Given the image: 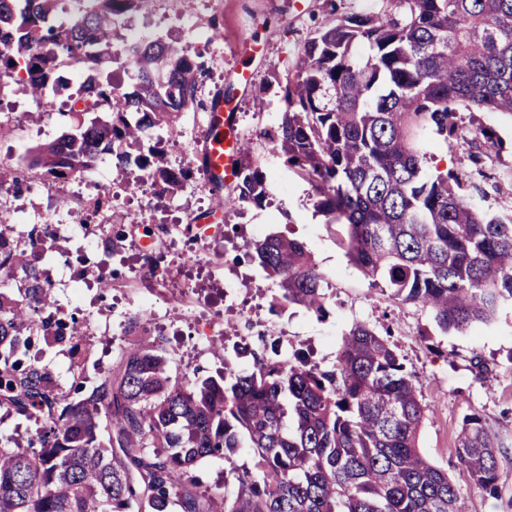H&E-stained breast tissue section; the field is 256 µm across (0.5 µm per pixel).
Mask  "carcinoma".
<instances>
[{"mask_svg":"<svg viewBox=\"0 0 512 512\" xmlns=\"http://www.w3.org/2000/svg\"><path fill=\"white\" fill-rule=\"evenodd\" d=\"M58 0H0V78L22 74L37 99L61 84L63 62L88 76L77 91L111 118L80 123L39 148L53 179L112 155L128 178L142 173L159 196L191 168L164 164L162 140L195 103L203 64L178 41L140 39L124 53L138 83L121 91L98 75L112 58V29L139 0H84L69 22ZM282 86L286 110L260 137L306 180L317 210L346 231L351 260L404 302L428 308L443 332H466L512 303V218L473 208L453 170L425 171L418 135L459 138L464 105L512 115V0H395L388 11L343 14L330 0ZM368 48L366 56L358 49ZM235 185H214L223 208L270 201L262 168L236 162ZM243 256L278 286L272 307L328 313L321 272L305 244L272 234L243 240ZM20 297L0 293V407L38 423L25 448L0 446V512H458L448 471L419 448L421 387L390 332L356 322L333 369L303 357L250 372L174 381L159 337H141L109 371L73 376L69 390L30 352L23 326L55 305L26 254ZM253 467L233 469L234 496L207 495L191 475L210 456L231 462L243 444ZM459 465L499 494L495 437L477 413L463 419Z\"/></svg>","mask_w":512,"mask_h":512,"instance_id":"carcinoma-1","label":"carcinoma"}]
</instances>
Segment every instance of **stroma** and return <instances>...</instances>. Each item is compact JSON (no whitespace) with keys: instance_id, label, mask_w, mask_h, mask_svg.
Segmentation results:
<instances>
[{"instance_id":"1","label":"stroma","mask_w":512,"mask_h":512,"mask_svg":"<svg viewBox=\"0 0 512 512\" xmlns=\"http://www.w3.org/2000/svg\"><path fill=\"white\" fill-rule=\"evenodd\" d=\"M327 0H140L123 14L114 30V46L124 38L148 33L166 40L186 43L200 53L204 74L197 86V103L181 114L173 132L150 129L147 143L161 142L165 160L173 167L195 163L203 145L205 115L216 97H223L225 111L233 113L235 126L250 147L252 160L267 173L273 197L270 204L248 206L224 213L215 212L205 171H195L174 198H157L152 187L137 190L118 177L111 155L99 157L91 178L83 184L86 208L69 212L61 208L58 196L42 182L40 169L24 176L20 199L0 214V224L13 231L44 220L54 224H169L184 225L202 212H212L207 240L218 245L225 225L242 227L252 236L254 225L265 233L289 235L303 241L326 279L328 313L317 317L305 309L290 306L271 310L278 286L260 267L242 260L227 279L238 290L237 301L219 294L206 269L191 258L193 244L181 235L170 237L163 248L168 267L167 292L178 295L191 287L199 293L201 319L218 320L224 332L218 340L219 354L200 355L186 330L189 323L176 304L163 307L166 323L181 330L170 337V346L185 355L181 364H171L173 379L186 381L222 370L225 359L237 368H250V358L236 348L238 300H247L258 324L274 328L297 348L310 351L320 368H332L336 353L351 326L366 322L375 328L390 327L406 368L415 374L422 390L426 419L419 446L433 463L447 469L459 488L466 512H512V304H503L486 323L465 333H443L431 312L401 301L391 289L374 284L347 254L343 227L328 224L314 203L310 185L283 159L273 155L259 133L272 129L286 109L280 81L304 44L325 19ZM464 137L444 142L432 130L423 131L420 144L427 154L425 169H452L464 176V195L474 207L489 214L512 216V116L470 107L460 109ZM75 117L66 95H58L53 111H44L27 87L10 83L0 96V123L9 133L0 137V166L11 163L20 146H34L55 139L70 128ZM490 138H483V131ZM483 175H474L475 166ZM135 236L118 245L109 264L85 261L82 237L64 235L48 239L37 249L36 265L52 270L66 288L55 292L60 309L71 310L74 298H81L83 320L80 336L41 346L37 357L52 371L60 388H69L74 361H83L88 371L103 372L113 366L126 350L128 336L123 322L138 316L120 295L97 303L87 290L88 282L102 283L112 270H136ZM479 413L486 428L499 441L497 450L500 493L486 494L471 481L454 456L455 440L464 417ZM250 451H242L234 462L221 457L199 461L192 473L202 489L217 495L235 494L238 485L229 474L231 467L251 466Z\"/></svg>"}]
</instances>
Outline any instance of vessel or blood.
<instances>
[{
    "label": "vessel or blood",
    "instance_id": "obj_1",
    "mask_svg": "<svg viewBox=\"0 0 512 512\" xmlns=\"http://www.w3.org/2000/svg\"><path fill=\"white\" fill-rule=\"evenodd\" d=\"M207 139L199 153L207 164L208 180L216 183L235 176L234 162L245 149V144L234 126L224 122V102L215 98L206 115Z\"/></svg>",
    "mask_w": 512,
    "mask_h": 512
}]
</instances>
